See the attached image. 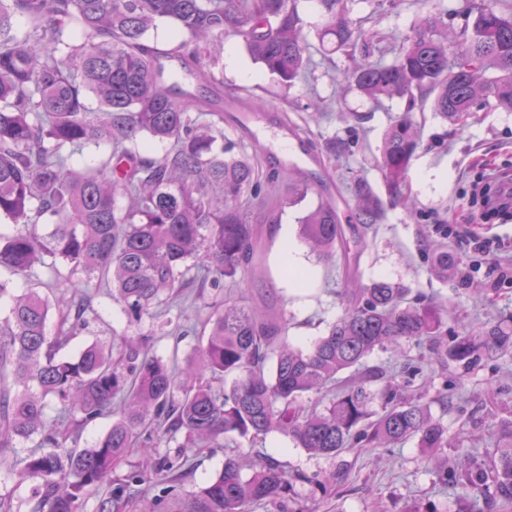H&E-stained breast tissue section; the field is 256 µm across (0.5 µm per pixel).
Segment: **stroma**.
<instances>
[{"label":"stroma","mask_w":512,"mask_h":512,"mask_svg":"<svg viewBox=\"0 0 512 512\" xmlns=\"http://www.w3.org/2000/svg\"><path fill=\"white\" fill-rule=\"evenodd\" d=\"M468 0H352L354 19L364 29L379 32L380 50L375 58L391 62L394 45L409 35L418 15L462 11ZM303 35L310 65L299 82L284 86L248 54L242 37L227 36L221 42L218 60L211 70L217 78L212 98L233 103L236 112L249 116L253 100L272 113L275 123H285L305 140L316 156L306 166L314 191L333 196L340 213L353 205L344 180L353 173L367 179L377 192H384L381 147L393 117L405 103L394 98L376 103L356 86L342 81L341 71L351 67L344 52L324 48L317 30L322 12L311 0L300 5ZM321 102L322 113L311 105ZM414 118L421 131V147L407 171L404 190L416 202L415 212L386 204V215L375 232L359 248L358 272L363 281L388 280L410 288L412 293L441 303L447 311L448 332L512 314V254L498 250V239L512 240V217L484 224L473 202L475 188L492 170L512 172V112L488 109L478 112L466 125L452 126L425 104ZM349 141L342 156L325 153L332 138ZM487 240V250L475 251L474 238ZM447 247L462 259L468 285L441 281L431 274V244ZM279 245L271 243L259 255V272L239 287L188 288L182 307L152 308L141 322H128L119 305L103 289L90 288L91 308L87 325L74 346L98 341L112 345L120 337L145 343L160 358L184 366L201 341L199 328L212 302L230 295L243 303L272 313L292 315L286 334L289 343L308 350L342 313L337 296L346 277L342 260L322 262L308 248H301L305 268L314 274L309 289L293 290L288 270L278 262ZM407 358L422 362L434 381L424 390L409 388L420 396L434 418L448 428L450 445L434 454L410 438L392 448H370L361 444L346 449L336 459H327L295 447L280 434L266 436L262 443L241 444L237 455L252 463L263 455L289 471L300 474L278 508L253 507L252 512H499L481 500L464 497L456 482H443L434 468L435 456H454L465 450L485 459L494 445L493 433L503 420H512V358L487 360L471 370L456 364L436 362L425 341L406 343ZM34 441L17 443L9 460L0 465V495L11 497L12 512H34L36 500L29 483L19 478ZM160 454L183 453L187 465L177 483L186 493L203 486L220 471L224 451L220 448L178 449L176 441H164ZM336 472V489L323 492L318 482L325 473Z\"/></svg>","instance_id":"obj_1"}]
</instances>
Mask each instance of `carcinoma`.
<instances>
[{
  "instance_id": "cac0c4a2",
  "label": "carcinoma",
  "mask_w": 512,
  "mask_h": 512,
  "mask_svg": "<svg viewBox=\"0 0 512 512\" xmlns=\"http://www.w3.org/2000/svg\"><path fill=\"white\" fill-rule=\"evenodd\" d=\"M301 0H0V298L11 299L0 327V455L42 435L20 476L33 484L35 512H81L85 497L109 490L97 512H125L149 475L162 485V512H247L250 505L281 502L298 475L268 458L244 465L224 458L221 472L184 496L172 482L179 457L157 456L166 437L184 436L183 448L255 445L271 433L298 448L334 459L356 442L391 447L419 438L422 448L448 447V431L428 406L402 390L431 375L403 363L402 382L385 369L341 379L374 350L402 354L412 341L430 342L440 363L465 370L512 356V315L480 327H463L448 342L442 308L408 289L349 274L341 291L344 310L327 334L304 352L285 342L284 316H271L234 301L213 307L205 340L181 373L129 344L119 358L91 343L74 358L61 351L85 325L90 299L64 293L49 299L31 282L34 269L58 273L57 262L86 281L108 284L112 301L140 321L193 280L192 270L215 286L234 285L255 270L260 230L250 205L288 181V206L311 192L291 172L261 177L255 158L235 152L224 139V113L199 109L176 91L159 63V52L142 43L158 22L174 26L179 44L168 52L198 73L210 65L214 41L243 37L251 57L291 87L305 69ZM324 18L319 37L331 51L362 42L364 62L342 73L368 98L399 97L404 112L387 129L382 171L388 195L403 204L401 186L421 147L413 113L433 98L434 111L461 125L490 103L512 112V12L473 3L462 12L453 42L441 37L448 22L430 12L418 16L389 64L372 60L377 34L364 33L348 0H317ZM24 17L25 31L15 26ZM80 31L83 41L72 34ZM171 143L159 158L137 149L143 137ZM100 151L94 166L71 159L88 146ZM346 187L355 199L348 216L321 200L298 219L300 236L322 260H350L359 243L381 223L383 202L361 176ZM127 205H119V200ZM49 224L41 234L38 225ZM354 241H349L346 232ZM432 271L444 280L462 274L461 261L433 246ZM61 314L48 331L49 312ZM233 377L229 389L212 381ZM384 382L387 406L374 413L371 384ZM314 393L310 405L301 399ZM121 415L90 448L64 449L78 438L66 427L112 413ZM61 405L59 430L45 431L48 401ZM490 463L467 454L440 463L442 480L459 483L464 495L512 505V422L494 432ZM141 463L122 477L116 467L134 446ZM50 450L43 451L44 447Z\"/></svg>"
}]
</instances>
